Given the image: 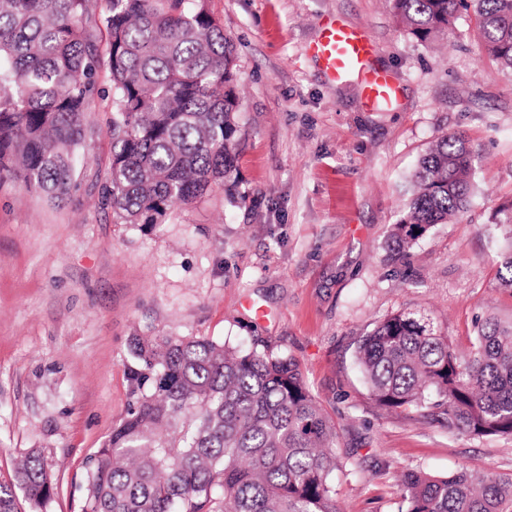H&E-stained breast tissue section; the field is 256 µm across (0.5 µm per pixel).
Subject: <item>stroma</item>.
Listing matches in <instances>:
<instances>
[{
    "label": "stroma",
    "mask_w": 512,
    "mask_h": 512,
    "mask_svg": "<svg viewBox=\"0 0 512 512\" xmlns=\"http://www.w3.org/2000/svg\"><path fill=\"white\" fill-rule=\"evenodd\" d=\"M234 44L244 90L238 190L216 186L161 224H117L98 205L111 147L109 100L95 102L94 159L58 206L0 183V482L41 452L54 494L44 512H82L86 460L133 401L135 336L264 340L294 356L336 425L339 512H400L399 475L468 468L512 474V437L451 433L426 412L384 410L355 360L387 315L429 312L459 355L477 323L512 321L498 268L497 212L512 204V76L485 54L462 11L447 49L399 24L391 0H209ZM366 27L401 86L365 107L306 54L322 18ZM464 136L473 188L455 220L394 255L409 176L445 134Z\"/></svg>",
    "instance_id": "1"
}]
</instances>
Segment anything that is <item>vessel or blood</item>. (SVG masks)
<instances>
[{
    "instance_id": "vessel-or-blood-1",
    "label": "vessel or blood",
    "mask_w": 512,
    "mask_h": 512,
    "mask_svg": "<svg viewBox=\"0 0 512 512\" xmlns=\"http://www.w3.org/2000/svg\"><path fill=\"white\" fill-rule=\"evenodd\" d=\"M307 53L333 83L358 81L368 107H390L400 96L394 76L378 63L379 47L363 27L329 15L321 25L318 37L307 47Z\"/></svg>"
}]
</instances>
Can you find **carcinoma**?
Segmentation results:
<instances>
[{
	"label": "carcinoma",
	"instance_id": "carcinoma-1",
	"mask_svg": "<svg viewBox=\"0 0 512 512\" xmlns=\"http://www.w3.org/2000/svg\"><path fill=\"white\" fill-rule=\"evenodd\" d=\"M421 42L473 10L486 50L512 75V0H393ZM234 47L208 0H0V180L65 203L77 188L91 106L111 100L101 204L116 224H162L213 184L238 185ZM472 187L460 135L433 143L412 176L406 215L391 225L401 254L463 209ZM503 286L512 288V207ZM420 234H415L414 230ZM136 400L91 456L83 512H338L331 474L336 426L299 363L257 340L237 349L198 336L134 338ZM356 360L385 409L427 410L450 432L512 436V322L477 324L461 358L433 318L400 310L359 337ZM402 512H512V474L405 472ZM40 506L53 487L41 455L0 483V512L17 492Z\"/></svg>",
	"mask_w": 512,
	"mask_h": 512
}]
</instances>
